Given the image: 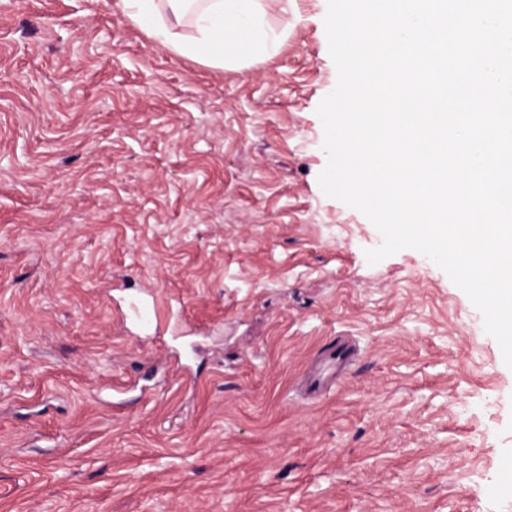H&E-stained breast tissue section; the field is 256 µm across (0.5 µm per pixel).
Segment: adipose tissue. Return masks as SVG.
Segmentation results:
<instances>
[{
	"instance_id": "adipose-tissue-1",
	"label": "adipose tissue",
	"mask_w": 512,
	"mask_h": 512,
	"mask_svg": "<svg viewBox=\"0 0 512 512\" xmlns=\"http://www.w3.org/2000/svg\"><path fill=\"white\" fill-rule=\"evenodd\" d=\"M293 0H119L123 12L161 48L210 66H245L273 57L284 33L267 20L271 5ZM191 35H183L182 27Z\"/></svg>"
}]
</instances>
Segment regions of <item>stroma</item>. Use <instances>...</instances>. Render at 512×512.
<instances>
[{
  "instance_id": "35a3bbf8",
  "label": "stroma",
  "mask_w": 512,
  "mask_h": 512,
  "mask_svg": "<svg viewBox=\"0 0 512 512\" xmlns=\"http://www.w3.org/2000/svg\"><path fill=\"white\" fill-rule=\"evenodd\" d=\"M327 0L215 69L115 0H0V512H512V368L327 196ZM156 294L190 337L123 328ZM360 355L325 395L319 351ZM354 352V348L344 341H336L325 347L321 368L310 369L305 375V393L314 397L321 396L336 381V369L350 362Z\"/></svg>"
}]
</instances>
